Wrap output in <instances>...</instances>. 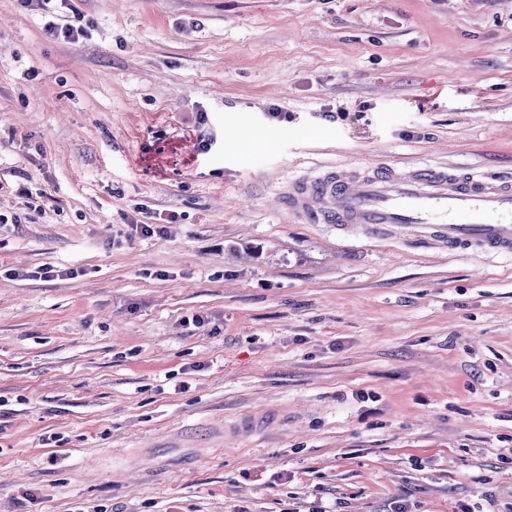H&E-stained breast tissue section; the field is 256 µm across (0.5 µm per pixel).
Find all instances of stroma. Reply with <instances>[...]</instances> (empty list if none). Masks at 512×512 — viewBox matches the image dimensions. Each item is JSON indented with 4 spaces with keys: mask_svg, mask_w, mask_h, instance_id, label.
<instances>
[{
    "mask_svg": "<svg viewBox=\"0 0 512 512\" xmlns=\"http://www.w3.org/2000/svg\"><path fill=\"white\" fill-rule=\"evenodd\" d=\"M378 163L512 175V0H0V512H512V259L283 209ZM84 17L80 15H74L72 24H66L59 26L57 23L48 22L44 31L45 34L55 39H61L67 43H77L80 38H84L87 35V23H83Z\"/></svg>",
    "mask_w": 512,
    "mask_h": 512,
    "instance_id": "obj_1",
    "label": "stroma"
}]
</instances>
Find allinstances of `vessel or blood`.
<instances>
[{
  "mask_svg": "<svg viewBox=\"0 0 512 512\" xmlns=\"http://www.w3.org/2000/svg\"><path fill=\"white\" fill-rule=\"evenodd\" d=\"M288 214L310 224L370 236H414L450 251L475 248L512 257V177L488 178L433 167L364 173L328 169L291 181Z\"/></svg>",
  "mask_w": 512,
  "mask_h": 512,
  "instance_id": "1",
  "label": "vessel or blood"
}]
</instances>
